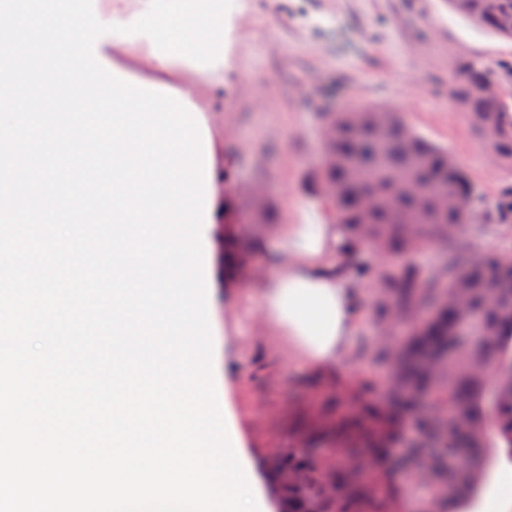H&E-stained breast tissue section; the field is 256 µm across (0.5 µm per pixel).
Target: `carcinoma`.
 Returning <instances> with one entry per match:
<instances>
[{"instance_id": "carcinoma-1", "label": "carcinoma", "mask_w": 512, "mask_h": 512, "mask_svg": "<svg viewBox=\"0 0 512 512\" xmlns=\"http://www.w3.org/2000/svg\"><path fill=\"white\" fill-rule=\"evenodd\" d=\"M451 10L512 38V0H448ZM512 69L473 60L458 69L452 97L483 144L512 161V102L475 92L480 79L506 81ZM333 128L321 179L336 185L328 217L348 232L347 262L362 248L387 257L375 279L373 321L404 318V340L385 354L390 384L384 400L324 407L320 427L300 428L301 441L271 453L283 512H391L385 486L348 466L379 459L399 445L400 470L422 493L415 512L458 508L485 473V449L512 463V260L505 253L469 256L448 250L441 276L429 278L409 260L420 243L452 242L472 215L454 205L475 195L463 170L440 147L409 127L401 113L370 106L326 112ZM256 242L229 240V262L248 260ZM286 472L302 476L286 482ZM332 479L335 494L324 492Z\"/></svg>"}]
</instances>
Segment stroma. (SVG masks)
Here are the masks:
<instances>
[{"mask_svg": "<svg viewBox=\"0 0 512 512\" xmlns=\"http://www.w3.org/2000/svg\"><path fill=\"white\" fill-rule=\"evenodd\" d=\"M224 97L212 113L214 181L232 171L243 213L271 212L292 224L321 210L313 185L323 112L357 104L401 112L448 152L477 192L475 218L453 246L469 253L512 252V218L496 204L512 188V163L491 161L466 112L449 95L459 63L512 64V39L452 12L445 0H232L225 16ZM362 321L335 371L283 365L259 312L232 336L211 330L214 360L225 363L224 401L268 512H281L267 474L272 449L287 446L312 399L335 403L384 390L382 342L371 315L370 280L356 283ZM491 465L467 512H499L512 502V466Z\"/></svg>", "mask_w": 512, "mask_h": 512, "instance_id": "1", "label": "stroma"}]
</instances>
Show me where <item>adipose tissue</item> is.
I'll return each instance as SVG.
<instances>
[{
	"label": "adipose tissue",
	"mask_w": 512,
	"mask_h": 512,
	"mask_svg": "<svg viewBox=\"0 0 512 512\" xmlns=\"http://www.w3.org/2000/svg\"><path fill=\"white\" fill-rule=\"evenodd\" d=\"M96 49L117 72L178 91L194 106L199 82L224 78L219 65L193 70L195 79L188 82L182 77L191 70L188 62L155 55L148 58V70H136L126 57L113 55L108 38L97 42ZM276 231L280 249L258 294L268 333L289 362L333 367L343 360L361 319L359 292L343 272L346 231L324 216L314 224H281Z\"/></svg>",
	"instance_id": "adipose-tissue-1"
}]
</instances>
